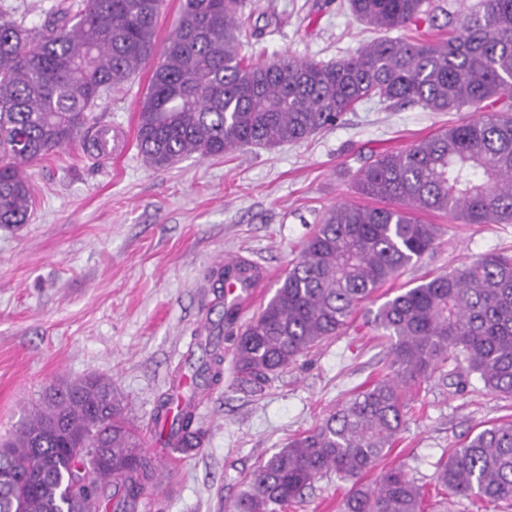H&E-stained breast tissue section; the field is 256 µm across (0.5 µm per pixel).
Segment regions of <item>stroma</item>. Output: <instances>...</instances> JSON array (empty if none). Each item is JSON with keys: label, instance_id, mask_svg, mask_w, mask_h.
Instances as JSON below:
<instances>
[{"label": "stroma", "instance_id": "35a3bbf8", "mask_svg": "<svg viewBox=\"0 0 512 512\" xmlns=\"http://www.w3.org/2000/svg\"><path fill=\"white\" fill-rule=\"evenodd\" d=\"M262 31L243 52L330 61L373 38L342 0H252ZM151 77L142 68L101 104L103 123L135 134ZM462 118L418 105L360 104L336 126L298 145L251 149L221 158L147 166L136 147L98 164L80 144L26 170L35 197L28 223L0 224V442L7 440L48 387L87 376L111 380L125 415L140 431L141 451L169 458L152 414L175 374L192 377L211 343L224 352V377L200 386L204 448L180 457L143 496L141 512H234L251 472L288 442L314 429L389 359V344L358 311L343 334L283 369L262 391L234 383L237 336L272 297L313 225L340 202L363 203L357 170L371 154L397 151ZM439 225L435 249L410 266L398 286L424 280L489 253L512 254V224ZM235 253L264 272L251 308L225 325L216 272ZM512 419V397L471 380L455 393L435 372L413 389L407 424L365 483L402 468L423 487L427 512H512V503L437 502L441 462L450 446L483 423ZM349 482L330 475L285 512H341Z\"/></svg>", "mask_w": 512, "mask_h": 512}]
</instances>
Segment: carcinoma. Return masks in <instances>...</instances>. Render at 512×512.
Instances as JSON below:
<instances>
[{"mask_svg": "<svg viewBox=\"0 0 512 512\" xmlns=\"http://www.w3.org/2000/svg\"><path fill=\"white\" fill-rule=\"evenodd\" d=\"M164 0H55L41 28L0 6V224H26L33 206L24 167L75 142L98 163L112 155V127L95 115L103 96L154 62L140 103L136 147L166 168L197 154L217 157L300 143L367 100L471 115L398 152L370 156L355 189L378 206L326 210L273 296L241 330L239 386L271 376L344 331L372 295L436 245L438 212L462 224H512V0H477L448 16L435 41L381 37L342 59L254 62L242 46L262 31L243 0H183L170 36L156 43ZM368 27L417 26L430 0H347ZM250 267H224L222 285H251ZM370 323L390 343L388 372L354 393L309 432L250 475L237 512H281L331 474L353 481L343 512H424L425 493L404 470L373 486L358 479L393 447L406 424V395L434 370L464 365L451 386L512 395V255L490 253L402 288ZM216 344L195 370L224 375ZM182 379L155 415L165 447H203L195 392ZM158 462L140 451L121 400L105 379L51 388L0 444V512H100L112 482V512L156 485ZM449 497L512 502V420L466 436L438 473Z\"/></svg>", "mask_w": 512, "mask_h": 512, "instance_id": "1", "label": "carcinoma"}]
</instances>
